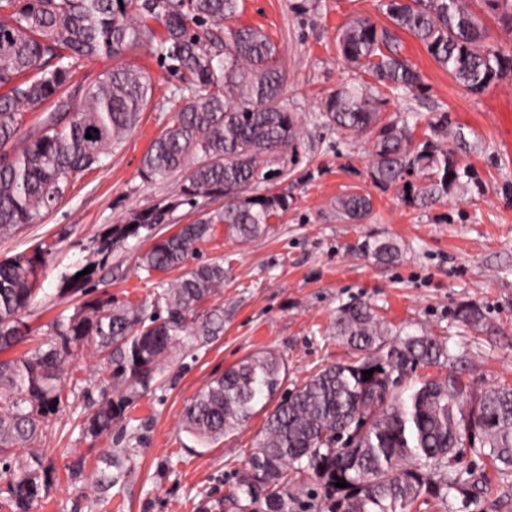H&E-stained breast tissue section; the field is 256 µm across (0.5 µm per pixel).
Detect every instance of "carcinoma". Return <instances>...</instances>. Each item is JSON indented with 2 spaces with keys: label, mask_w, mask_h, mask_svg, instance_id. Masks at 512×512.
I'll use <instances>...</instances> for the list:
<instances>
[{
  "label": "carcinoma",
  "mask_w": 512,
  "mask_h": 512,
  "mask_svg": "<svg viewBox=\"0 0 512 512\" xmlns=\"http://www.w3.org/2000/svg\"><path fill=\"white\" fill-rule=\"evenodd\" d=\"M483 2L512 23V0ZM384 6L389 25L355 17L337 30L339 56L372 81L340 83L321 101L318 119L346 142L373 134V184H407V194L432 204L473 173L441 145L448 137L445 115L428 120L430 135L417 147L408 118L383 120L386 93L423 86L421 72L402 55L398 32L421 41L442 69L474 93L512 75V54L486 45L470 0H384ZM239 13L240 0H22L20 6L0 0V237L37 223L72 178L100 165L136 127L152 93L145 74L121 65L92 80L74 76L85 61L102 54L115 58L143 43L155 44L174 62L188 96L145 153L142 175L153 181L183 171L179 204L222 197L224 207L156 238L139 269L149 278L183 266L219 224L244 241L263 236L271 220L288 210V199L251 190L279 175L270 166L296 152L301 123L283 103L277 46L262 29L237 25ZM31 112L39 120L21 138ZM413 176L426 185L415 187ZM372 209L368 193L336 198V212L350 220H364ZM168 212L135 213L102 237L99 252L109 256L115 245L164 223ZM46 252L39 244L31 255L0 262V353L23 340L18 315L33 299ZM223 284L224 266L213 262L163 289V314L86 301L75 314L59 316L53 335L33 351L0 360V478H8L4 506L10 512H32L54 481L52 465L15 449L32 444L42 415L60 405L62 370L72 348L94 342L108 372L97 383L98 407L84 426L96 438L112 431L131 393L149 387L172 350L224 332L222 306L200 322L193 318ZM458 317L469 328L483 327L484 316L473 304L461 306ZM333 330L358 359L318 369L267 414L264 436L239 476V512H288V483L305 473L322 491L318 512H410L426 495L443 500L459 488L452 463L465 446L499 473H512V385L491 387L470 406L452 374L406 387L417 369L446 364L448 350L429 335L387 345V327L368 302L341 307ZM370 369L371 378L363 380ZM285 373L273 351L245 357L211 379L187 407L184 431L210 447L265 409ZM129 455L126 448L112 454L115 472L99 471L98 490L122 479ZM441 470L448 472L444 481L436 480ZM338 478L347 487L335 486Z\"/></svg>",
  "instance_id": "1"
}]
</instances>
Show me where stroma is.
I'll use <instances>...</instances> for the list:
<instances>
[{
  "instance_id": "35a3bbf8",
  "label": "stroma",
  "mask_w": 512,
  "mask_h": 512,
  "mask_svg": "<svg viewBox=\"0 0 512 512\" xmlns=\"http://www.w3.org/2000/svg\"><path fill=\"white\" fill-rule=\"evenodd\" d=\"M239 25L263 29L277 45L285 71L283 100L303 120L296 158L279 156V177L257 184L258 193L288 197V209L261 238L242 242L223 226L201 243L186 269L220 262L224 284L211 302L224 308V332L217 339L173 354L147 389L138 391L124 421L110 433L86 436L83 423L94 406L88 399L100 369L95 346L74 347L68 377L74 392L43 417L33 443L35 454L54 466L55 480L34 512H227L234 475L262 436L265 412L240 430L202 448L183 430L182 412L213 378L246 356L268 349L281 356L288 375L285 390L302 386L318 368L355 360L332 329L344 304L376 306L391 338L428 334L446 343L448 363L418 370L417 378L459 377L465 396L475 401L485 390L512 384V76L473 93L440 68L422 42L401 34L403 55L422 73L424 86L388 97L383 117L419 118L414 142L426 138L425 125L445 112L448 130L464 137L459 160L476 177L447 199L424 206L411 203L399 187H373L369 177L370 136L341 141L335 129L317 120L318 104L343 81L358 77L336 51V30L364 16L387 25L381 0H242ZM121 64L144 71L153 92L134 132L99 168L72 179L58 206L10 238H0V260L32 253L40 242L51 250L36 283L37 291L22 316L30 329L20 351L36 346L58 314L72 315L83 302L152 307L162 288L179 271L145 278L137 261L156 237L201 212L223 207L220 199L197 206L176 205L183 173L148 181L141 161L153 139L169 124L186 96L184 81L154 49L140 46L120 57L101 56L84 70L97 76ZM370 193L373 211L351 224L336 213L338 196ZM169 208L165 223L142 231L101 259L96 249L111 228L133 213ZM398 249L392 261L378 259L375 243ZM90 267L89 282L69 295L59 289L66 277ZM464 304L480 306L483 329H466L456 316ZM126 448L130 456L121 482L107 492H91V478L105 469L109 454ZM85 459L81 480L68 476L76 456ZM461 480L483 479L477 499L450 494L441 502L421 498L414 512H512V474L494 473L477 454L466 452L456 463Z\"/></svg>"
}]
</instances>
